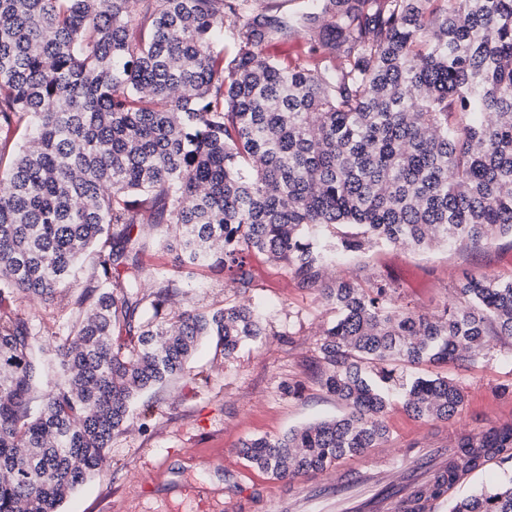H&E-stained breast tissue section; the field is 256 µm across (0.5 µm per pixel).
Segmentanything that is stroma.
Masks as SVG:
<instances>
[{
  "label": "stroma",
  "instance_id": "stroma-1",
  "mask_svg": "<svg viewBox=\"0 0 512 512\" xmlns=\"http://www.w3.org/2000/svg\"><path fill=\"white\" fill-rule=\"evenodd\" d=\"M247 262L253 276L247 297L264 314L262 343L243 345L228 359L215 340L205 341L190 363L191 376L171 377L147 393L152 415L113 435L99 475L74 491L60 512H281L282 498L305 489L310 475L272 478L250 466L239 447L344 414L320 382L319 340L335 317L323 288L339 281L364 288L387 284L400 304L430 316L460 305L457 290L467 276L512 277V238L427 250L372 246L335 259L316 288L299 287L286 267L263 254H250ZM238 298L223 272L200 268L180 303L202 311ZM485 352L473 365L399 366L407 378H454L465 393L463 410L449 421H425L391 393L389 436L381 447L367 449L361 462L396 464L405 450L452 448L495 422H512V339L489 337ZM288 383L300 385L301 395L284 393Z\"/></svg>",
  "mask_w": 512,
  "mask_h": 512
}]
</instances>
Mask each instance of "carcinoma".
<instances>
[{
    "label": "carcinoma",
    "instance_id": "carcinoma-1",
    "mask_svg": "<svg viewBox=\"0 0 512 512\" xmlns=\"http://www.w3.org/2000/svg\"><path fill=\"white\" fill-rule=\"evenodd\" d=\"M320 2L285 15L249 0H0V129L25 138L0 153V512H58L204 337L229 358L264 336L248 302L174 307L195 270L219 267L245 294L257 251L313 288L334 254L512 236V0ZM140 19L151 29L135 37ZM299 31L308 59L261 52ZM146 213L166 225L173 273L143 260ZM20 294L69 320L38 326ZM323 294L337 317L321 384L346 413L242 443L279 479L381 447L392 387L419 419L462 411L456 380L404 382L396 363H474L486 336L512 338V278L471 276L465 305L433 316L387 285ZM46 357L62 378L34 408ZM457 448L450 480L489 453L512 461V426ZM448 512H512V479Z\"/></svg>",
    "mask_w": 512,
    "mask_h": 512
}]
</instances>
